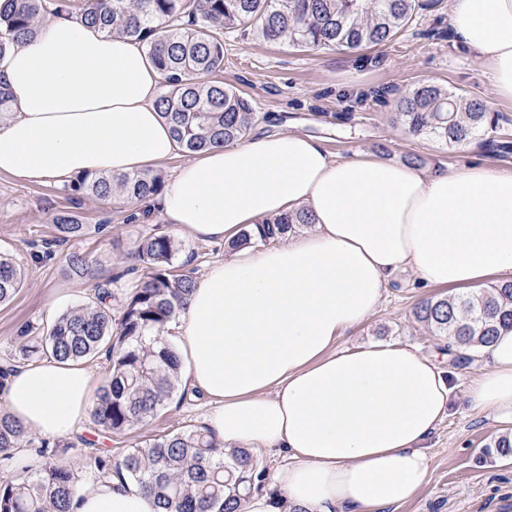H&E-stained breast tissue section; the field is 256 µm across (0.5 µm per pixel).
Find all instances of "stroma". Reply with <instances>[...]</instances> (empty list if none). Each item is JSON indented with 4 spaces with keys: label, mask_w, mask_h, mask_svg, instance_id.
Returning <instances> with one entry per match:
<instances>
[{
    "label": "stroma",
    "mask_w": 512,
    "mask_h": 512,
    "mask_svg": "<svg viewBox=\"0 0 512 512\" xmlns=\"http://www.w3.org/2000/svg\"><path fill=\"white\" fill-rule=\"evenodd\" d=\"M414 20L384 45L360 52L331 49L304 51L276 46L240 29L224 35L226 86L253 105L257 119L251 134L291 131L317 139L338 158L358 154L404 162L419 156L426 168L470 161L512 168V154L478 144L449 148L429 137L411 136L396 118L395 100L416 85H436L479 99L499 114L500 127L512 135V101L495 97L489 66L467 53L448 26V0H425ZM71 213L89 227L88 234L62 235L57 215ZM170 233L158 210L131 211L93 196L77 197L68 186L45 185L0 175V253L24 272L14 298L0 304V366L14 352L13 341L29 325L49 327L58 317L92 298L96 285L112 292V312L120 314L135 283L131 253L147 232ZM81 253L91 278L71 279L68 258ZM407 277L391 282L384 302L361 326L342 338L351 347L400 341L437 357L455 387L448 413L429 441L428 479L411 501L388 512H512V453L496 448L504 430L488 414L473 409L464 396L479 374L476 358L460 359L446 338L421 328L412 315L420 302L444 296ZM210 409L202 395L174 392L159 414L116 435L85 419L66 437L60 454L80 482L94 478L87 461L92 452L120 453L158 434L202 426Z\"/></svg>",
    "instance_id": "stroma-1"
}]
</instances>
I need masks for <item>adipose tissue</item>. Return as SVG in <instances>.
<instances>
[{"instance_id": "1", "label": "adipose tissue", "mask_w": 512, "mask_h": 512, "mask_svg": "<svg viewBox=\"0 0 512 512\" xmlns=\"http://www.w3.org/2000/svg\"><path fill=\"white\" fill-rule=\"evenodd\" d=\"M462 46L512 100V0H448ZM162 81L142 44L58 16L0 56L13 111L0 123V174L45 184L160 166L180 145L156 101ZM181 235L231 243L242 229L307 212L308 232L252 244L208 265L166 326L178 384L212 408L225 449L280 459L277 496L246 512H386L414 498L428 442L454 391L436 360L400 342L342 349L387 285L479 290L512 280V170L466 164L420 171L368 155L332 157L292 132L213 146L179 165L160 196ZM483 367L466 397L512 424V327L473 347ZM76 361L14 368L6 410L47 437L81 427L97 398ZM73 512H159L143 485L113 476L81 487Z\"/></svg>"}]
</instances>
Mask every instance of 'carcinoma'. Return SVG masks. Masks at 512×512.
I'll return each instance as SVG.
<instances>
[{
  "mask_svg": "<svg viewBox=\"0 0 512 512\" xmlns=\"http://www.w3.org/2000/svg\"><path fill=\"white\" fill-rule=\"evenodd\" d=\"M422 6V0H81L78 15L109 34L141 43L164 76L158 106L181 149L197 153L243 139L255 119L251 102L214 79L224 69V32L254 28L269 42L307 49L356 51L388 42ZM71 0H0V55L32 36L48 12H70ZM398 116L413 136L456 147L499 127L483 104L434 85L418 86L398 100ZM163 177L154 171L85 175L71 185L79 195L146 200L158 195ZM59 230L81 237L85 227L70 216L56 218ZM310 223L303 212L260 225L264 243ZM178 242L155 232L139 240L137 257L146 275L133 287L120 319L112 317V292L96 286L94 298L60 316L44 336L21 331L12 362L0 368L3 381L20 364L40 359L93 360L105 356V381L92 406L94 422L122 434L153 417L175 389L180 360L162 342L167 322L183 309L193 277L175 274ZM69 274L89 276L86 259L70 257ZM21 270L0 256V303L22 287ZM414 317L448 346L489 343L498 327L512 326V281L481 294L432 299ZM24 426L0 412V470L20 476L0 483V512H71L78 490L73 469L56 460L58 446L34 448L40 465L24 463L19 448ZM97 478L124 473L155 494L164 512H243L264 471L246 450L226 455L204 427L165 434L121 457L97 452L89 458Z\"/></svg>",
  "mask_w": 512,
  "mask_h": 512,
  "instance_id": "cac0c4a2",
  "label": "carcinoma"
}]
</instances>
